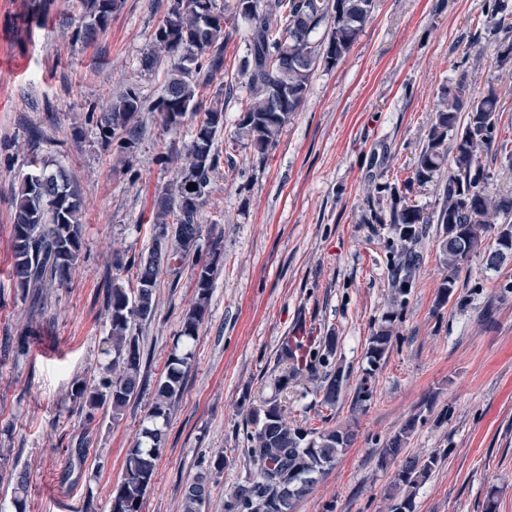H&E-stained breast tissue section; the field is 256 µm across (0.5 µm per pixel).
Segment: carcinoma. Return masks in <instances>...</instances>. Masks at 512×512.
Wrapping results in <instances>:
<instances>
[{
	"instance_id": "cac0c4a2",
	"label": "carcinoma",
	"mask_w": 512,
	"mask_h": 512,
	"mask_svg": "<svg viewBox=\"0 0 512 512\" xmlns=\"http://www.w3.org/2000/svg\"><path fill=\"white\" fill-rule=\"evenodd\" d=\"M84 24L77 36L89 37L107 26L121 0H79ZM375 8V0H227L222 12L241 19L245 26L241 40L246 57L240 70L249 91L242 108L238 130L259 157L275 145L284 126L303 107L312 74L320 67H336L356 42ZM215 0H170L166 15L154 32V40L170 56L166 85L156 99L143 98L129 89L112 101L103 115L105 128L112 133H132L141 112H156L167 130L178 131L187 122L190 134L186 161L179 167L175 186L158 192L153 200L156 235L147 258L133 262L136 287L114 284L107 307L112 362L107 375L93 386L76 385L74 398L88 409L89 417L107 405L112 419L138 392L141 354L132 321L150 318L155 309L159 267L179 264L198 254L200 224L198 214L210 184V173L220 163L215 149L216 135L224 128L223 97L232 94L234 84L223 81L224 17L214 15ZM482 26L487 39L498 41L505 20L512 18V0H485ZM219 88L212 97L206 89ZM467 112L461 117V112ZM504 103L490 88L471 96L459 82L441 90L425 144L415 164L414 176L398 188L378 187L390 199L389 218L375 213V224L389 222L404 241L416 237V225L424 223L419 206L410 194L412 185L427 184L443 168H448L442 202L434 221L445 225L443 242L448 274L439 289V303L454 295L459 273L478 243L481 231L499 214L512 212V198L493 197L487 185L489 173L480 161L482 152H492L512 167V142L498 132L499 113ZM15 196L11 246L15 287L36 305L42 288L63 284L76 265L82 250L81 200L77 190L60 172H51L31 162ZM195 184L189 190L187 185ZM512 253V231L504 229L497 238V250L489 263L503 253ZM196 300L181 318L180 336L185 347L172 353L156 386L148 412L149 426L128 449L124 472L111 512H141V501L151 487L156 460L164 444L163 427L171 404L180 396L182 381L194 358L193 342L208 311L213 283V262L196 260ZM415 259L408 256L392 281L403 294L412 286ZM391 329L381 326L370 336L366 351L367 368L354 390L352 408L365 406L374 396V371L388 351ZM279 361L290 365L292 376L323 373L319 392L321 405L333 408L347 385L344 370L336 364V336L293 338L282 347ZM421 417L413 414L381 449L380 463L396 464L393 481L386 493L388 512H415V489L425 483L439 457L426 458L405 452L404 445ZM246 440L248 452L257 464L256 475L237 488L224 504V512H295L318 479L336 464L338 455L350 447L354 434L336 426L303 429L289 425L280 403L271 399L249 418ZM209 489L206 477L198 476L183 496V512H202Z\"/></svg>"
}]
</instances>
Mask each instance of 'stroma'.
Masks as SVG:
<instances>
[{
  "mask_svg": "<svg viewBox=\"0 0 512 512\" xmlns=\"http://www.w3.org/2000/svg\"><path fill=\"white\" fill-rule=\"evenodd\" d=\"M34 2L0 0V452L9 459L0 504L10 505L21 480L28 512H110L196 297L191 264L161 268L155 314L133 324L138 394L119 417L87 416L71 390L96 383L110 361L106 294L150 250L155 192L173 185L189 140L164 132L152 112L140 113L134 136H111L100 115L127 89L160 95L169 57L153 35L170 0H125L88 39L76 36V0H50L44 13ZM484 3L376 0L344 59L315 71L305 106L265 157L235 136L246 89L226 101L220 163L199 214L201 254L215 240L222 253L142 512H182L185 487L202 473V512H224L257 470L244 425L267 398L279 397L288 423L320 426L318 380L277 383L282 345L300 330L335 333L348 380L328 415L355 439L296 512H387L396 468L381 466L378 451L416 412L423 419L406 450L438 454L439 464L417 489L415 512H482L491 491L498 512H512V255L490 264L498 232L484 233L442 305L443 226L419 225L402 241L392 225L364 220L390 208L379 185L411 176L441 87L462 82L474 96L495 88L512 139V65L480 31ZM35 157L77 186L83 248L69 282L44 288L34 307L10 271L13 196ZM405 251L419 261L400 296L391 281ZM389 314L393 343L374 397L353 410L369 338Z\"/></svg>",
  "mask_w": 512,
  "mask_h": 512,
  "instance_id": "1",
  "label": "stroma"
}]
</instances>
